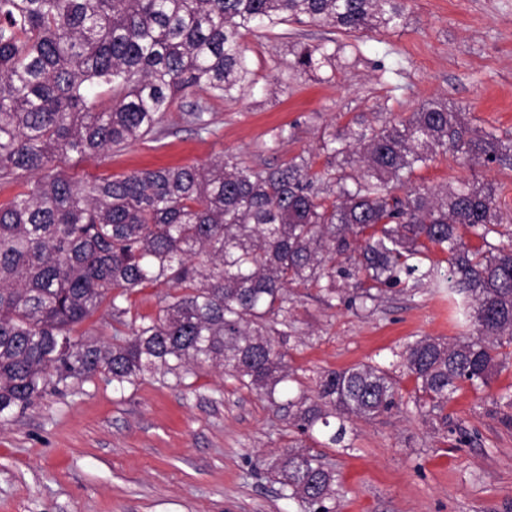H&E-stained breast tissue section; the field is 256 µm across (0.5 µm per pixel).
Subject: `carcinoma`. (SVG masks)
<instances>
[{"label": "carcinoma", "mask_w": 512, "mask_h": 512, "mask_svg": "<svg viewBox=\"0 0 512 512\" xmlns=\"http://www.w3.org/2000/svg\"><path fill=\"white\" fill-rule=\"evenodd\" d=\"M404 10V0H0V179L36 177L0 204V420L52 381L101 374L122 388L207 367L287 410L300 434L321 429L336 445L344 421L376 418L396 394L372 364L325 372L312 394L290 389L282 347L292 290L336 298L338 257L369 282L362 299L418 271L471 299V334L422 336L400 353L421 415L442 411L463 381L489 385L498 348L512 342V244L501 241L512 213L491 181L437 190L416 173L448 149L508 165L512 137L470 128L447 104L344 126L323 141L319 170L303 154L262 167L222 156L87 183L61 170L75 156L155 138L191 88L226 99L251 92L247 33L306 22L384 32ZM343 49L295 42L284 65L296 75L334 70ZM184 116L210 131L206 104ZM434 250L448 254V272L433 262L420 271ZM158 285L168 292L155 315L131 314V295ZM103 307L112 342L75 339ZM267 474L306 512H335L336 473L302 440Z\"/></svg>", "instance_id": "carcinoma-1"}]
</instances>
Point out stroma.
I'll list each match as a JSON object with an SVG mask.
<instances>
[{
	"label": "stroma",
	"instance_id": "35a3bbf8",
	"mask_svg": "<svg viewBox=\"0 0 512 512\" xmlns=\"http://www.w3.org/2000/svg\"><path fill=\"white\" fill-rule=\"evenodd\" d=\"M402 25L345 35L305 23L244 38L257 80L237 100L205 89L185 93L160 140L136 143L64 165L86 183L165 165L209 163L232 154L252 165L312 156L323 167V139L372 110L409 115L428 100L461 108L468 126L512 135V0H406ZM350 44L332 81L290 76L289 43ZM206 102L211 132L182 118ZM285 131L272 144L274 129ZM479 177L498 183L512 210V168L483 167L438 154L425 185ZM362 281L337 279L341 298L324 304L300 290L296 334L286 345L303 388L318 376L377 364L397 381V405L348 423L343 445L316 434L314 447L337 475L338 512H512V343L489 384L461 383L441 416L416 412V381L399 357L422 336L468 332L425 280L393 287L367 306L352 303ZM281 410L212 370L180 383L145 376L117 388L97 375L51 385L0 423V512H302L269 479L265 464L294 438Z\"/></svg>",
	"mask_w": 512,
	"mask_h": 512
}]
</instances>
